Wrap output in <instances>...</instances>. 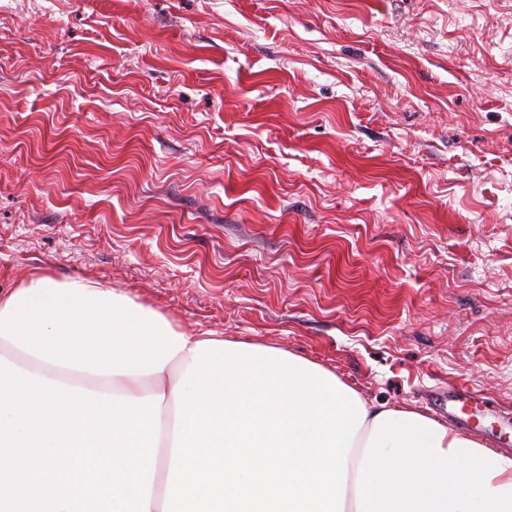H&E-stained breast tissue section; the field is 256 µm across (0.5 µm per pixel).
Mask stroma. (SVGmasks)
I'll use <instances>...</instances> for the list:
<instances>
[{
	"label": "stroma",
	"instance_id": "35a3bbf8",
	"mask_svg": "<svg viewBox=\"0 0 512 512\" xmlns=\"http://www.w3.org/2000/svg\"><path fill=\"white\" fill-rule=\"evenodd\" d=\"M84 279L512 444V0H0V294ZM474 398L475 394L462 384L448 388V417L461 424L467 423L463 407Z\"/></svg>",
	"mask_w": 512,
	"mask_h": 512
}]
</instances>
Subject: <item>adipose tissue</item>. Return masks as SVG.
<instances>
[{
    "label": "adipose tissue",
    "instance_id": "ef3b65f1",
    "mask_svg": "<svg viewBox=\"0 0 512 512\" xmlns=\"http://www.w3.org/2000/svg\"><path fill=\"white\" fill-rule=\"evenodd\" d=\"M0 357L90 391L162 396L150 512H512V456L91 281L40 276L0 297Z\"/></svg>",
    "mask_w": 512,
    "mask_h": 512
}]
</instances>
